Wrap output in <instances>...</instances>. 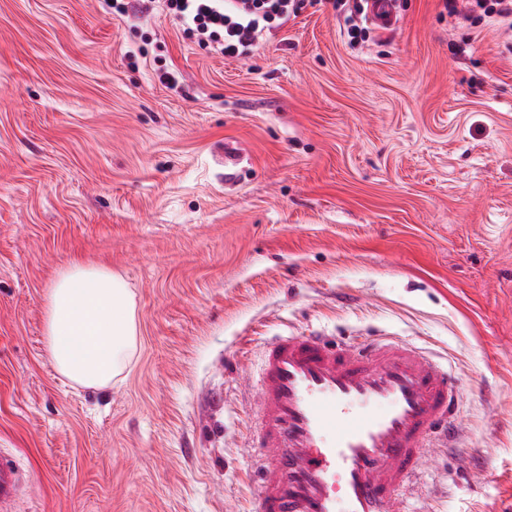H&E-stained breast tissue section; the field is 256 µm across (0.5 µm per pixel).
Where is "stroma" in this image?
I'll list each match as a JSON object with an SVG mask.
<instances>
[{"label":"stroma","instance_id":"35a3bbf8","mask_svg":"<svg viewBox=\"0 0 512 512\" xmlns=\"http://www.w3.org/2000/svg\"><path fill=\"white\" fill-rule=\"evenodd\" d=\"M75 260L135 300V349L101 391L44 344L46 290ZM303 331L445 358L458 435L411 512H512V28L400 0L353 43L306 5L239 60L159 9L133 29L103 0H0L11 512H255L242 373Z\"/></svg>","mask_w":512,"mask_h":512}]
</instances>
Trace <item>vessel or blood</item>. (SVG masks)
I'll use <instances>...</instances> for the list:
<instances>
[{"instance_id":"vessel-or-blood-1","label":"vessel or blood","mask_w":512,"mask_h":512,"mask_svg":"<svg viewBox=\"0 0 512 512\" xmlns=\"http://www.w3.org/2000/svg\"><path fill=\"white\" fill-rule=\"evenodd\" d=\"M256 512H407L403 492L455 434L460 381L395 336L267 341L253 379ZM21 489L0 456V507Z\"/></svg>"}]
</instances>
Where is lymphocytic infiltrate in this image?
Here are the masks:
<instances>
[{
    "label": "lymphocytic infiltrate",
    "instance_id": "lymphocytic-infiltrate-1",
    "mask_svg": "<svg viewBox=\"0 0 512 512\" xmlns=\"http://www.w3.org/2000/svg\"><path fill=\"white\" fill-rule=\"evenodd\" d=\"M181 26L185 37L224 57H249L296 18L298 0H108L113 17L144 21L155 3ZM449 15L466 22L512 18V0H445Z\"/></svg>",
    "mask_w": 512,
    "mask_h": 512
}]
</instances>
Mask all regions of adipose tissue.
Segmentation results:
<instances>
[{
  "instance_id": "obj_1",
  "label": "adipose tissue",
  "mask_w": 512,
  "mask_h": 512,
  "mask_svg": "<svg viewBox=\"0 0 512 512\" xmlns=\"http://www.w3.org/2000/svg\"><path fill=\"white\" fill-rule=\"evenodd\" d=\"M44 321L51 364L79 386L109 387L132 356L135 303L124 279L107 267L60 270L46 291Z\"/></svg>"
}]
</instances>
